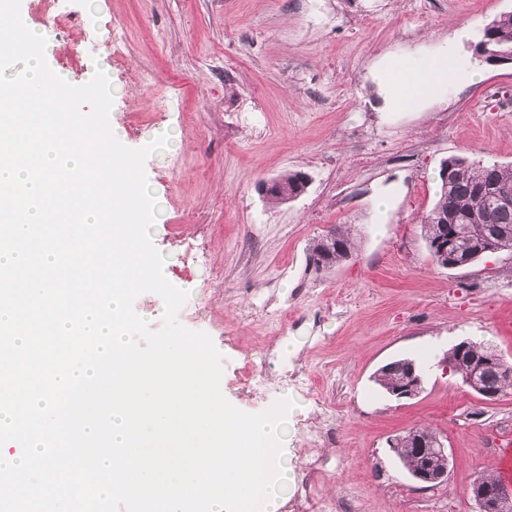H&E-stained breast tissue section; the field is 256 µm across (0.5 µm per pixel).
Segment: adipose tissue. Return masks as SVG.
I'll return each instance as SVG.
<instances>
[{
  "mask_svg": "<svg viewBox=\"0 0 512 512\" xmlns=\"http://www.w3.org/2000/svg\"><path fill=\"white\" fill-rule=\"evenodd\" d=\"M453 59L447 51L424 58H406L378 70L375 77L394 111H407L423 101L443 95L454 75Z\"/></svg>",
  "mask_w": 512,
  "mask_h": 512,
  "instance_id": "adipose-tissue-1",
  "label": "adipose tissue"
}]
</instances>
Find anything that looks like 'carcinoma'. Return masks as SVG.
<instances>
[{"label":"carcinoma","instance_id":"cac0c4a2","mask_svg":"<svg viewBox=\"0 0 512 512\" xmlns=\"http://www.w3.org/2000/svg\"><path fill=\"white\" fill-rule=\"evenodd\" d=\"M487 51L512 56V11L500 14L484 28L475 52L483 54ZM441 170L448 171V178L441 182L438 199L423 219L422 233L426 246L430 247L448 235L452 252L461 257L479 243L489 240L494 232L512 239V207L497 206L492 201L495 194L512 192V167L450 157L442 163ZM303 187L302 172L289 171L277 177V190L268 194L267 199L281 204L285 197H293ZM473 215L480 216L482 223L466 222ZM442 217L448 219V225L438 223ZM353 250V239L340 227L332 228L310 245L311 258L322 270L339 265L352 255ZM484 383L511 392L512 372L490 369L484 375ZM437 438V431L426 427L416 429L414 439L409 433L401 436L398 448L404 468L416 469L423 463L413 451L417 447L416 440L429 444Z\"/></svg>","mask_w":512,"mask_h":512}]
</instances>
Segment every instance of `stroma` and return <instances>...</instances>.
Returning a JSON list of instances; mask_svg holds the SVG:
<instances>
[{"label":"stroma","mask_w":512,"mask_h":512,"mask_svg":"<svg viewBox=\"0 0 512 512\" xmlns=\"http://www.w3.org/2000/svg\"><path fill=\"white\" fill-rule=\"evenodd\" d=\"M54 10L65 25L21 0L25 25L54 44L50 67L75 85L108 76L125 146L169 136L145 166L159 206L150 233L166 278L188 294L179 321L223 356L225 397L247 413L283 398L298 406L283 444L294 482L278 512L308 478L318 497L359 512H478L466 490L500 467L512 394L483 402L438 362L470 339L512 363V254L436 266L421 218L449 157L512 165V64L475 52L512 0H55ZM439 48L456 60L447 92L387 111L374 65ZM289 169L307 174L306 191L270 203L260 185ZM338 224L355 251L315 270L309 245ZM283 314L296 326L282 328ZM398 358L422 367L416 398L393 400L374 381ZM422 425L452 461L433 490L388 445ZM314 426L325 440H311Z\"/></svg>","instance_id":"obj_1"}]
</instances>
